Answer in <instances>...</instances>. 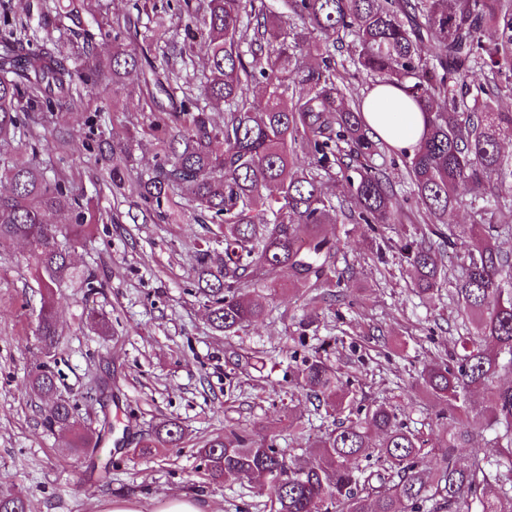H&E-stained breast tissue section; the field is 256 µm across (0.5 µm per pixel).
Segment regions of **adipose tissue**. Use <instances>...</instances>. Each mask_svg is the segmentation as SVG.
<instances>
[{
    "label": "adipose tissue",
    "mask_w": 512,
    "mask_h": 512,
    "mask_svg": "<svg viewBox=\"0 0 512 512\" xmlns=\"http://www.w3.org/2000/svg\"><path fill=\"white\" fill-rule=\"evenodd\" d=\"M362 117L374 138L402 153L414 152L426 128L424 112L393 85H378L368 92Z\"/></svg>",
    "instance_id": "adipose-tissue-1"
}]
</instances>
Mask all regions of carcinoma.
Instances as JSON below:
<instances>
[{
    "mask_svg": "<svg viewBox=\"0 0 512 512\" xmlns=\"http://www.w3.org/2000/svg\"><path fill=\"white\" fill-rule=\"evenodd\" d=\"M0 33V144L28 146L36 137L22 112H66L74 96L116 85L140 71L145 86L163 87L157 58L137 52L139 28L115 29L112 55L100 59L87 45L76 57L45 36L33 43L28 21ZM321 37V62L289 69L302 47ZM198 37L206 47L203 97L224 107V122L211 118L192 91L169 96L167 114L153 124L161 162L134 187L145 210L162 216L191 206L212 224L194 268L197 293L212 327L226 336L262 320L259 300L236 295L245 282L279 285L281 272L312 288L341 284L336 242L322 225L338 220L323 190L321 173L344 159L358 163L351 199L359 220L387 224L398 204L386 170L376 164L387 145L362 121L363 100L346 93L329 47L351 38L350 61L377 81L400 87L427 117V131L405 163L411 194L427 221L439 224L448 210L470 198L481 236L460 257L448 281L436 258L439 245L423 238L401 247L418 290L452 283L467 323L446 362L424 365L420 384L441 406L436 414L440 447L427 448L395 407H361L350 381L318 354L305 360L298 385L344 416L315 441L313 459L288 456L267 436L245 430L204 442L198 456L206 478L271 477L270 512H509L512 505V386L497 384L512 373V255L498 238L512 235V161L501 139L512 136V112L493 106L498 84L466 87L476 66L495 74L512 70V0H204ZM438 46L432 55L430 48ZM261 83V99L250 87ZM221 143L222 151L215 149ZM112 181L121 184L127 156L110 149ZM10 185L0 193V242L23 240L47 296L77 277L59 235L84 234L86 219L76 189L49 180L33 163L3 162ZM75 213L60 228L56 217ZM38 338L47 352L60 343L51 300L44 301ZM29 387L51 398L58 391L47 366ZM483 391L482 402L472 394ZM46 422L76 429L71 404L56 399ZM381 440L372 442V435ZM492 434L497 452L479 446ZM185 436L167 421L138 450L177 448ZM376 454L379 469L360 460ZM0 512H30L26 497L0 492Z\"/></svg>",
    "mask_w": 512,
    "mask_h": 512,
    "instance_id": "cac0c4a2",
    "label": "carcinoma"
}]
</instances>
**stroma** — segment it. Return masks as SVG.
<instances>
[{
	"instance_id": "1",
	"label": "stroma",
	"mask_w": 512,
	"mask_h": 512,
	"mask_svg": "<svg viewBox=\"0 0 512 512\" xmlns=\"http://www.w3.org/2000/svg\"><path fill=\"white\" fill-rule=\"evenodd\" d=\"M135 3L80 0L82 28L59 12L53 36L65 52L89 39L105 56L112 44L104 34L112 27L135 17L140 26L180 35L199 0H156L146 18ZM138 82L132 74L124 88L83 92L71 111L37 115L36 148H7L14 161L33 162L79 192L88 232L65 246L75 269L90 274L97 288L90 294L71 281L54 288L62 336L55 354L45 353L36 337L44 290L28 247L0 243V491L23 494L32 512H103L112 499L135 500L153 512L162 499L182 493L203 496L210 512H270V491L257 483H209L197 450L231 430L276 434L285 450L310 447L332 425L322 404L297 385L304 360L315 353L349 373L362 405L398 406L408 426L438 446V408L418 375L425 363L447 360L462 317L449 288L420 294L400 260L402 239L430 229L404 182L401 153L386 152L400 201L391 223L342 217L323 227L337 241L335 265L345 276L338 301L303 285L274 291L249 285L243 295L261 300L268 313L228 337L211 327L194 294L206 225L194 223L189 210L146 217L138 196L113 187L99 151L110 140L127 148L128 181L155 170L150 100L137 92ZM67 130L82 140L59 148L57 137ZM475 222L467 204L446 218L442 229L454 250L472 243ZM454 250L441 254L444 269L455 265ZM92 308L106 315L108 331L88 319ZM307 318L311 326L301 328ZM43 365L56 373L58 393L74 405L81 432L99 438L98 457L75 454L72 433L47 425L50 403L29 388ZM167 420L185 428L181 447L137 455Z\"/></svg>"
}]
</instances>
